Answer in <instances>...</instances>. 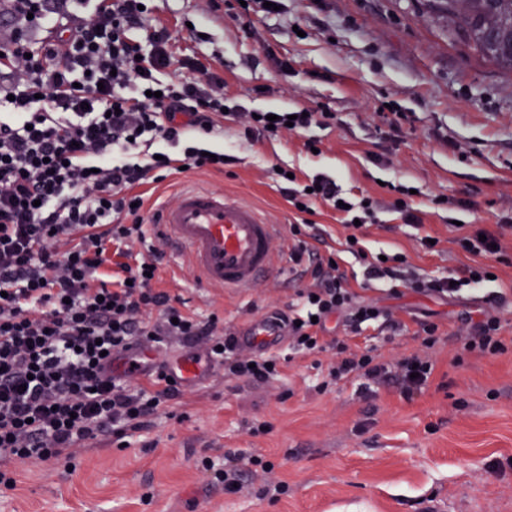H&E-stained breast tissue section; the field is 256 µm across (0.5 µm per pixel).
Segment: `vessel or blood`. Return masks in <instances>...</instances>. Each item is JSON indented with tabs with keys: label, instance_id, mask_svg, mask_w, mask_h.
<instances>
[{
	"label": "vessel or blood",
	"instance_id": "vessel-or-blood-1",
	"mask_svg": "<svg viewBox=\"0 0 512 512\" xmlns=\"http://www.w3.org/2000/svg\"><path fill=\"white\" fill-rule=\"evenodd\" d=\"M157 228L171 242L176 259L191 265L211 288L245 295L281 267L274 249L279 225L259 208L208 188H183L175 204L161 207ZM285 336L280 325L257 318L239 341L244 350L260 351L280 345ZM173 368L187 385L209 370L189 357L178 359Z\"/></svg>",
	"mask_w": 512,
	"mask_h": 512
}]
</instances>
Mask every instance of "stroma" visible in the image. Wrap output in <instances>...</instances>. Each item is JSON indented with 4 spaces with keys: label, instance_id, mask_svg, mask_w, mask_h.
<instances>
[{
    "label": "stroma",
    "instance_id": "obj_1",
    "mask_svg": "<svg viewBox=\"0 0 512 512\" xmlns=\"http://www.w3.org/2000/svg\"><path fill=\"white\" fill-rule=\"evenodd\" d=\"M130 36L149 49L155 27L166 26L172 55L162 80L223 79L224 92L249 111H329V125H314L273 140L251 142L234 121L224 123V151L236 162L221 172L187 171L139 186L145 201L175 203L180 187L198 183L265 212L282 233L281 256L294 245L290 227L308 224L310 249L339 248L344 229L336 212L315 204L294 209L283 195L282 171L299 183L317 174L336 180L343 195L378 202L365 229L373 251L402 253L427 279L460 275L472 256L457 236L503 231L508 262L494 291L506 338H512V74L448 40V16L435 0H281L266 12L238 0H145ZM406 116L398 141L387 137L386 106ZM318 140L320 154L305 151ZM413 187L409 205L419 220L406 222L392 207L384 183ZM440 241L435 253L423 236ZM360 299L389 306L406 328L396 336L369 329L357 340L390 362L417 354L434 365L429 385L413 399L395 386L348 378L330 382L328 349L290 355L269 351L278 376L251 384L225 378L222 366L201 382L181 387L173 415L158 414L150 431L126 448L80 449L72 462L25 464L15 488H0V512H420L439 495L452 512H512V350L497 356L461 354L456 343L424 348L415 320L430 315L442 330H456L460 314L481 306L479 294L441 300L383 283L364 285L351 254ZM159 287L179 296L198 318L217 316L218 330L235 333L255 316L287 312L307 285L295 267L265 277L248 299L199 284L189 265L164 257ZM242 452L274 466L288 491L262 495L261 481L245 480L227 494L214 484L226 455Z\"/></svg>",
    "mask_w": 512,
    "mask_h": 512
}]
</instances>
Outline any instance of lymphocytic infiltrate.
I'll return each mask as SVG.
<instances>
[{
  "label": "lymphocytic infiltrate",
  "instance_id": "f902f5d3",
  "mask_svg": "<svg viewBox=\"0 0 512 512\" xmlns=\"http://www.w3.org/2000/svg\"><path fill=\"white\" fill-rule=\"evenodd\" d=\"M141 2L91 0L86 17L59 29L45 54L0 40V71L14 78L0 85V484L8 488L20 465L67 461L75 448L149 430L178 395L164 362L146 364L134 387L114 370L118 360L160 350L171 338L188 347L204 338L225 376L264 382L277 373L266 358L241 353L234 334L218 333L216 318L184 312L178 297L157 288L161 254L117 262L113 250L145 239L137 185L163 182L183 166L223 170V149L210 158L200 143L222 131L225 117L243 120V135L253 141L326 124L327 115L312 110L292 120L282 111L271 123L227 106L215 77L162 82L157 74L171 62L166 27L155 28L145 56L128 36L143 15ZM147 139L184 151L142 162L137 150ZM291 233V259L313 284L276 317L289 348L335 350L332 381L356 375L394 381L407 399L421 392L434 371L430 361L410 355L381 362L348 344L376 324L397 328L391 310L360 300L337 254L310 251L301 225ZM496 241L491 234L456 238L481 262L453 283L419 278L403 254L380 257L359 239L346 250L360 258L365 282L452 299L463 288L489 285L487 257L505 259ZM335 316L344 333L330 338L327 322ZM456 336L465 351L483 356L512 348L490 312L464 317Z\"/></svg>",
  "mask_w": 512,
  "mask_h": 512
}]
</instances>
